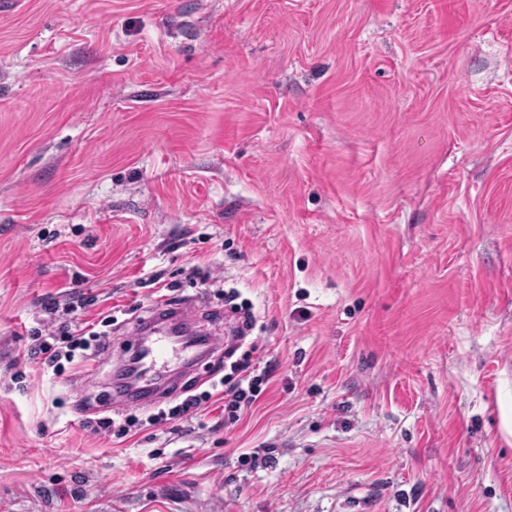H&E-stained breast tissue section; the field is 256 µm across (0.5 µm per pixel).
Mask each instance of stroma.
<instances>
[{"label":"stroma","mask_w":512,"mask_h":512,"mask_svg":"<svg viewBox=\"0 0 512 512\" xmlns=\"http://www.w3.org/2000/svg\"><path fill=\"white\" fill-rule=\"evenodd\" d=\"M155 270L216 350L252 306L236 424L111 400L128 325L28 360ZM0 512H512V0L0 4ZM94 301L93 296L77 290L68 293L62 304V312L67 317L61 321L60 300H46L42 304L48 316L46 323L28 330L34 342L27 351L28 359L58 375L65 369L63 360L68 364L76 362L82 365L107 353L112 344V316L101 320V326L109 327L101 331H95L96 325L81 318V312L94 305ZM137 420L132 416L128 415L124 419V424L116 426V422L112 417L103 416L96 418L94 421L86 422L87 427H90L94 434L106 436L113 435L117 439L125 437L129 431L128 428L134 426Z\"/></svg>","instance_id":"1"}]
</instances>
